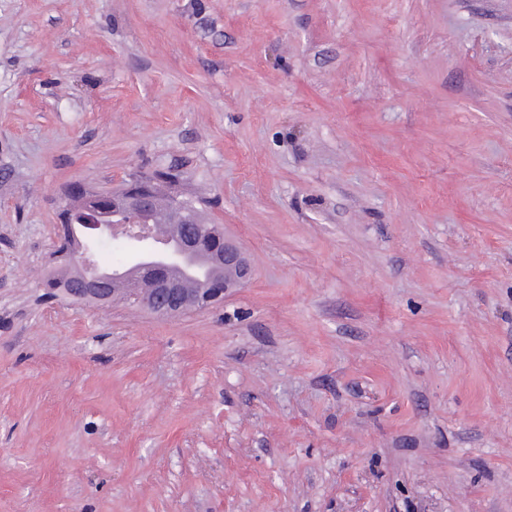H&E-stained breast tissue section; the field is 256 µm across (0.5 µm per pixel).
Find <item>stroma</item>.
<instances>
[{
	"label": "stroma",
	"mask_w": 512,
	"mask_h": 512,
	"mask_svg": "<svg viewBox=\"0 0 512 512\" xmlns=\"http://www.w3.org/2000/svg\"><path fill=\"white\" fill-rule=\"evenodd\" d=\"M160 172L250 284L44 299ZM0 512H512V0H0Z\"/></svg>",
	"instance_id": "35a3bbf8"
}]
</instances>
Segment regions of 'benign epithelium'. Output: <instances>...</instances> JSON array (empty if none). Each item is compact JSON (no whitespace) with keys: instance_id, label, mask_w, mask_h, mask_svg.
Segmentation results:
<instances>
[{"instance_id":"benign-epithelium-1","label":"benign epithelium","mask_w":512,"mask_h":512,"mask_svg":"<svg viewBox=\"0 0 512 512\" xmlns=\"http://www.w3.org/2000/svg\"><path fill=\"white\" fill-rule=\"evenodd\" d=\"M137 181L113 192H99L94 238L120 234L145 243L140 261L125 270L106 271L96 253L80 245L70 254L72 288L67 297L106 307L130 299L162 316L176 317L208 308L245 287L254 271L245 250L224 233L222 224H201L195 208L173 201L170 215L176 232L154 223V197Z\"/></svg>"}]
</instances>
